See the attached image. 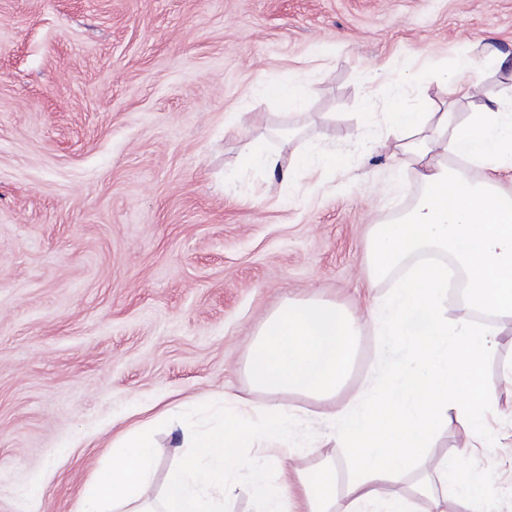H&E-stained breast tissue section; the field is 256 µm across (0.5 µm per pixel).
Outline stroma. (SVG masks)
I'll list each match as a JSON object with an SVG mask.
<instances>
[{"instance_id":"obj_1","label":"stroma","mask_w":512,"mask_h":512,"mask_svg":"<svg viewBox=\"0 0 512 512\" xmlns=\"http://www.w3.org/2000/svg\"><path fill=\"white\" fill-rule=\"evenodd\" d=\"M512 53V0H0V512H77L113 438L230 392L318 421L329 402L253 387L246 362L286 300L364 321L335 402L378 355L374 225L422 187L386 146L376 68L410 105L484 45ZM307 93L290 111L258 82ZM288 180L240 158L254 141ZM316 147L332 183L295 168ZM149 497L182 451L157 428Z\"/></svg>"}]
</instances>
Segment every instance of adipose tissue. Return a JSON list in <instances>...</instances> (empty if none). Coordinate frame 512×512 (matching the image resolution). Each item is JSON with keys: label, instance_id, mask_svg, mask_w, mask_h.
<instances>
[{"label": "adipose tissue", "instance_id": "ef3b65f1", "mask_svg": "<svg viewBox=\"0 0 512 512\" xmlns=\"http://www.w3.org/2000/svg\"><path fill=\"white\" fill-rule=\"evenodd\" d=\"M388 86L387 136L396 152L420 167L423 191L397 221L376 225L369 240L375 275L389 273L412 254L450 255L464 280L466 317H449L448 266H410L370 318L387 353L379 358L366 390L326 416V435L302 432V417L284 406L257 411L242 398L224 395L209 428L177 412L164 424L190 453L171 469L160 499L144 493L155 468L153 422L124 432L112 443V464L83 487L80 512H224L241 487L254 494L257 512H502L512 489L494 492L497 456L462 465L430 458L438 425L455 421L466 431V450L488 445L486 416L503 388H512V359L497 375L487 367L498 350L499 322L512 318V100L497 99L458 116L456 101L474 97L480 85L471 60L459 61L447 78L448 102L439 112L409 108L399 87ZM458 157L464 168L444 162ZM361 321L346 309L319 300H288L260 328L247 363L252 385L276 395L296 392L335 398L355 359ZM265 445L245 452L246 435ZM330 439L351 449L348 478L335 458L314 472L294 471L292 482L272 480L273 466ZM430 460L414 481L412 464ZM406 492H398L399 484Z\"/></svg>", "mask_w": 512, "mask_h": 512}]
</instances>
